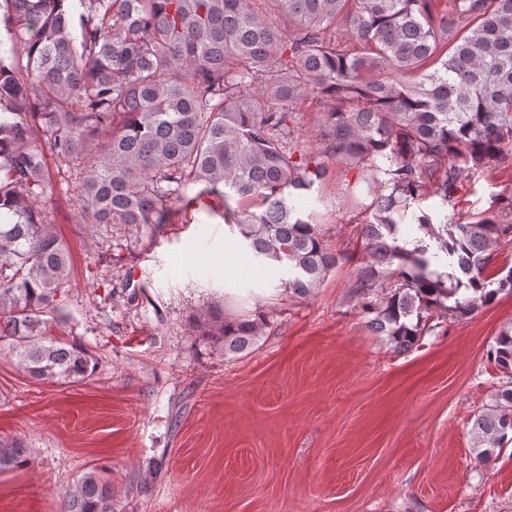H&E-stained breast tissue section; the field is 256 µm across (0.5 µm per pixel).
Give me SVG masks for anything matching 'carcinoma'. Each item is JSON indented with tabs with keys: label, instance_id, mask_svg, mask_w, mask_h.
<instances>
[{
	"label": "carcinoma",
	"instance_id": "obj_1",
	"mask_svg": "<svg viewBox=\"0 0 512 512\" xmlns=\"http://www.w3.org/2000/svg\"><path fill=\"white\" fill-rule=\"evenodd\" d=\"M4 2L0 340L31 377L79 383L94 369L47 330L72 274L41 206L58 181L77 192V223L150 244L181 210L220 198L242 245L287 264L285 288L307 298L351 259L316 210L336 164L350 174L343 205L362 217L351 297L398 353L431 318L512 292V268L484 276L512 240V194L495 211L448 212L483 168L512 166V0ZM306 99L323 105L316 150L294 141ZM193 326L228 356L248 354L267 322L216 303ZM486 358L509 385L473 415L480 465L512 443V326ZM27 453L1 444L0 472ZM63 509L112 512L108 479L87 472Z\"/></svg>",
	"mask_w": 512,
	"mask_h": 512
}]
</instances>
